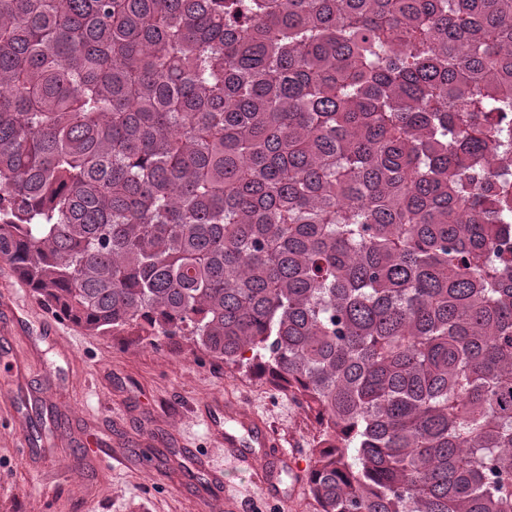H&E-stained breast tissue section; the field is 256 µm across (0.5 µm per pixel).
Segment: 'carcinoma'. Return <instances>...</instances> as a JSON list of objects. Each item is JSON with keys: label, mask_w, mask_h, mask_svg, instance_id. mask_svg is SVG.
I'll use <instances>...</instances> for the list:
<instances>
[{"label": "carcinoma", "mask_w": 512, "mask_h": 512, "mask_svg": "<svg viewBox=\"0 0 512 512\" xmlns=\"http://www.w3.org/2000/svg\"><path fill=\"white\" fill-rule=\"evenodd\" d=\"M512 0H0V261L305 404L319 512H512Z\"/></svg>", "instance_id": "carcinoma-1"}]
</instances>
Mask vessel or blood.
Returning <instances> with one entry per match:
<instances>
[{
  "label": "vessel or blood",
  "mask_w": 512,
  "mask_h": 512,
  "mask_svg": "<svg viewBox=\"0 0 512 512\" xmlns=\"http://www.w3.org/2000/svg\"><path fill=\"white\" fill-rule=\"evenodd\" d=\"M194 414L211 438L223 444L225 455L232 458L241 471L250 474L268 499L283 508L296 502L302 484H295L289 495L274 485V468L287 462L290 454L259 414L243 410L235 399L220 394L198 403Z\"/></svg>",
  "instance_id": "vessel-or-blood-1"
}]
</instances>
